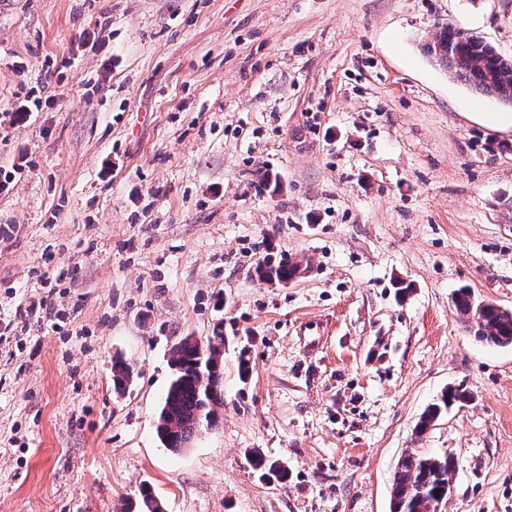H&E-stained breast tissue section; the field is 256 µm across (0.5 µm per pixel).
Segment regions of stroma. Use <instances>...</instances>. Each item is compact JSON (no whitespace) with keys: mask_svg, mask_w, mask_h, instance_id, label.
Wrapping results in <instances>:
<instances>
[{"mask_svg":"<svg viewBox=\"0 0 512 512\" xmlns=\"http://www.w3.org/2000/svg\"><path fill=\"white\" fill-rule=\"evenodd\" d=\"M445 26L512 59V0H0V512H390L410 453L512 512V348L452 302L512 310V130ZM217 328L220 422L171 451L169 350ZM297 266L288 263V261H278V262H271V260H266L262 264L259 265L258 268V274L261 277H268L272 276L279 280H285L288 281L296 274ZM270 284H281L286 285L288 282L280 281L277 282L275 280H266ZM325 334L323 323L312 318L301 322L297 330V336L309 351H315L322 345ZM465 398L462 394L457 391L448 390L445 394L442 395L439 403H434L428 407L427 412L421 418L418 428L417 434H423L431 425V423L439 417L442 410H447L448 404L453 402H461V400Z\"/></svg>","mask_w":512,"mask_h":512,"instance_id":"35a3bbf8","label":"stroma"}]
</instances>
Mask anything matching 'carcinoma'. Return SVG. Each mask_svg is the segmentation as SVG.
Listing matches in <instances>:
<instances>
[{"label":"carcinoma","instance_id":"obj_1","mask_svg":"<svg viewBox=\"0 0 512 512\" xmlns=\"http://www.w3.org/2000/svg\"><path fill=\"white\" fill-rule=\"evenodd\" d=\"M436 43L446 47L438 59L455 77L480 94L497 98L504 106H512V74L503 77L499 66L503 58L488 44L460 30L445 27ZM297 266L284 260L264 261L258 274L289 280ZM454 307L462 322L472 325L475 338L493 347H512V311L478 300L467 288L458 289ZM212 351L200 354L191 346L177 341L170 349L172 377L157 414L156 434L161 444L179 452L203 430V424L217 425L224 409V369H217L224 349V334L213 333ZM132 368L116 359L112 364V381L119 392L127 388ZM463 395L449 390L440 402L428 407L421 418L417 434H423L448 404L459 402ZM252 465L262 477L282 480L286 472L274 460L253 452ZM454 461L447 455L408 454L402 458L392 484V512H427L430 501L448 499ZM127 512H163L162 502L149 490L128 504Z\"/></svg>","mask_w":512,"mask_h":512}]
</instances>
